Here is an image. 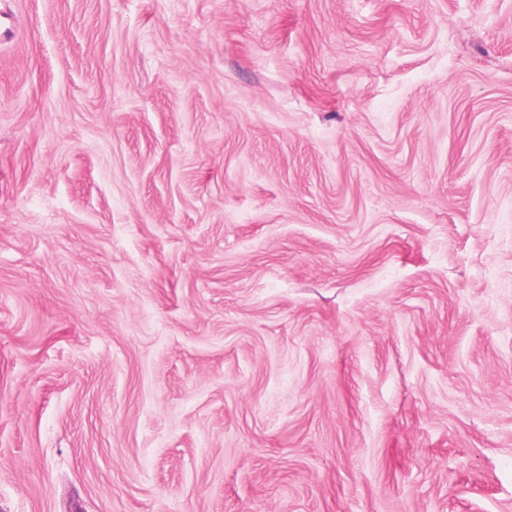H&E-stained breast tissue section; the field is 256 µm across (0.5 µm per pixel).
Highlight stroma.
Here are the masks:
<instances>
[{"label":"stroma","instance_id":"obj_1","mask_svg":"<svg viewBox=\"0 0 512 512\" xmlns=\"http://www.w3.org/2000/svg\"><path fill=\"white\" fill-rule=\"evenodd\" d=\"M0 512H512V0H0Z\"/></svg>","mask_w":512,"mask_h":512}]
</instances>
